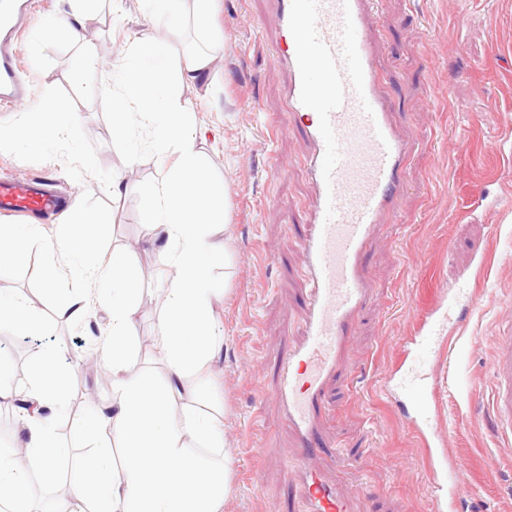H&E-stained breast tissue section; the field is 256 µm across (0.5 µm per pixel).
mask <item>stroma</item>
Listing matches in <instances>:
<instances>
[{
    "label": "stroma",
    "mask_w": 512,
    "mask_h": 512,
    "mask_svg": "<svg viewBox=\"0 0 512 512\" xmlns=\"http://www.w3.org/2000/svg\"><path fill=\"white\" fill-rule=\"evenodd\" d=\"M274 9L273 0H215L208 27L190 18L169 30L143 0H102L82 45L62 37L39 44L24 32L19 57L32 103L49 92L84 120L70 146L0 142V179L42 181L106 224L102 248L132 257L143 274L129 372L162 380V362L141 350L156 335L169 278L147 235L145 197L161 170L147 129L134 128L126 143L113 133L101 70L78 75L72 63L82 52L120 62L133 38L164 43L175 63L188 49L212 48L211 70L180 94L226 191L228 228L212 238L228 250L227 267L212 272L220 289L214 334L223 345V453L233 481L223 512H303V468L336 485L350 512H437L418 410L395 375L414 366L426 323L441 308L455 349L435 345L429 353L438 450L462 466L466 486L479 489L473 512H512V447L475 424L492 393V338L512 320V0L377 6L376 64L411 153L402 206L381 218L363 254L372 288L324 386L310 453L276 394L281 361L303 339L305 258L292 243L308 231L315 189L305 166L311 146L285 109ZM44 264L34 246L0 275V295L27 296L45 323L42 335L18 334L0 347V364L19 388L45 348L60 351L70 374L56 436L78 455L83 443L71 419L85 413L86 398L112 393L110 376L88 359L108 316L100 305L87 326L60 318L40 281Z\"/></svg>",
    "instance_id": "stroma-1"
}]
</instances>
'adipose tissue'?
Segmentation results:
<instances>
[{
    "label": "adipose tissue",
    "instance_id": "1",
    "mask_svg": "<svg viewBox=\"0 0 512 512\" xmlns=\"http://www.w3.org/2000/svg\"><path fill=\"white\" fill-rule=\"evenodd\" d=\"M213 62V55L195 53L175 67L162 44L135 41L105 80L117 105L113 130L127 133L130 115H138L141 126L152 132L151 146L164 168L148 201L153 212L149 239L171 269L155 345L167 368L164 383L128 374L139 273L126 257L100 248L98 216L68 206L58 215L62 230L57 234L40 224L0 225V258L21 255L33 243L41 246L47 291L60 316L84 323L91 319L92 307L88 295L58 289L59 274L95 292L112 293L109 324L95 339L98 358L112 378V399L93 404L74 421L90 453L69 482L71 512H223L231 490V469L220 455L223 415L213 386L221 347L212 326L217 291L211 269L224 256L210 244L213 226L224 221L225 193L198 148L179 92ZM133 67L141 76L131 83L126 73ZM81 120L48 95L26 121L1 128L0 139L72 140ZM0 327L32 335L42 329L43 317L25 296H0ZM67 388V375L53 351L34 366L26 394L0 377V402L10 405L24 396L40 408L39 414L20 415L26 463L0 448V502L10 512H33L31 480L53 486L63 477L64 450L56 439L55 421Z\"/></svg>",
    "mask_w": 512,
    "mask_h": 512
}]
</instances>
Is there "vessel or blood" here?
Masks as SVG:
<instances>
[{"label":"vessel or blood","mask_w":512,"mask_h":512,"mask_svg":"<svg viewBox=\"0 0 512 512\" xmlns=\"http://www.w3.org/2000/svg\"><path fill=\"white\" fill-rule=\"evenodd\" d=\"M286 35L279 60L288 76L285 103L305 120L308 171L318 203L299 243L309 280L302 343L283 364L279 398L303 439L325 380L370 286L360 259L380 216L403 197L408 144L389 120L367 21L376 0H275ZM19 7L0 0V100L26 104L29 91L17 44ZM55 195L27 182L0 184V212H50ZM495 393L486 423L512 444V324L496 338ZM309 512H348L335 490L310 476Z\"/></svg>","instance_id":"obj_1"}]
</instances>
